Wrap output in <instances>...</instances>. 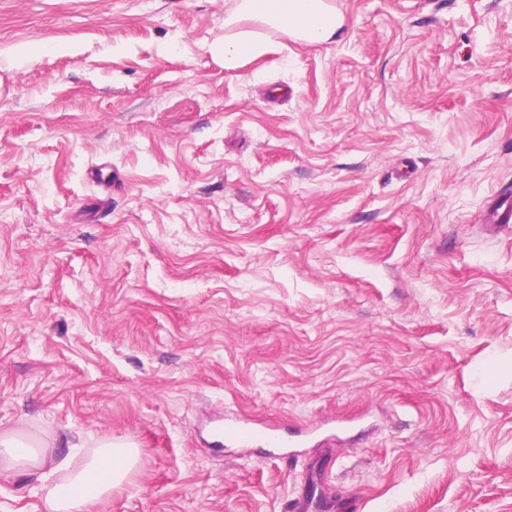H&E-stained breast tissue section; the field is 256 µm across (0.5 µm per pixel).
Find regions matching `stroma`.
I'll list each match as a JSON object with an SVG mask.
<instances>
[{"instance_id":"obj_1","label":"stroma","mask_w":512,"mask_h":512,"mask_svg":"<svg viewBox=\"0 0 512 512\" xmlns=\"http://www.w3.org/2000/svg\"><path fill=\"white\" fill-rule=\"evenodd\" d=\"M324 2L0 0V431L139 448L94 512H512V0ZM262 10H269L268 14H262L261 18H254L263 21L266 18H274V24L298 33L306 44L314 45L330 42L336 39L338 31L343 26V18L326 11L318 0H262ZM323 15L321 20H316L312 14ZM294 19L313 25L310 34L300 32L296 28ZM264 49V44L245 36L224 37V43L219 46L224 55V66L234 67L244 57L258 55Z\"/></svg>"}]
</instances>
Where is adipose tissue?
Wrapping results in <instances>:
<instances>
[{"label":"adipose tissue","mask_w":512,"mask_h":512,"mask_svg":"<svg viewBox=\"0 0 512 512\" xmlns=\"http://www.w3.org/2000/svg\"><path fill=\"white\" fill-rule=\"evenodd\" d=\"M276 25L295 29L312 25L305 41L314 45L335 40L343 25L340 16L326 12L319 0H261ZM36 449L25 448L15 430L0 431V474L21 478L43 492L49 512H91L95 503L111 496L137 466V448L112 439L99 440L87 453L63 448L59 439L41 432Z\"/></svg>","instance_id":"obj_1"}]
</instances>
